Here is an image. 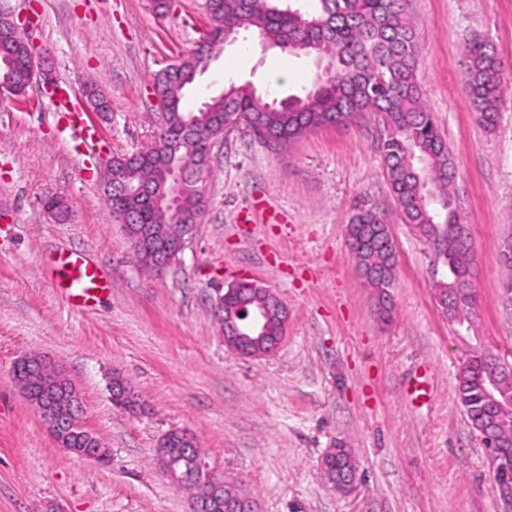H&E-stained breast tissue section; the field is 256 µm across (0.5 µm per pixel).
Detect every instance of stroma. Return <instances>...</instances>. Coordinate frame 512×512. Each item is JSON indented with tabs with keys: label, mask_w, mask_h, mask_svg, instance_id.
<instances>
[{
	"label": "stroma",
	"mask_w": 512,
	"mask_h": 512,
	"mask_svg": "<svg viewBox=\"0 0 512 512\" xmlns=\"http://www.w3.org/2000/svg\"><path fill=\"white\" fill-rule=\"evenodd\" d=\"M202 0L160 19L150 0H0L32 17L27 36L56 84H95L107 116L86 156L41 84L0 97V512H190L189 493L155 463L163 434H195L211 469L254 497L256 512H502L486 448L456 391L466 351L512 359L503 243L512 233V0H412L424 99L455 154L461 219L476 255L473 326L440 312L432 250L393 198L376 120L320 126L275 155L246 128L210 162L207 207L162 273L146 269L104 200L97 158L152 148L155 75L186 57L207 27ZM493 43L504 64L502 108L484 129L465 88L462 49ZM288 75L277 89L272 66ZM313 58L244 32L191 85L196 111L232 83L285 98L311 87ZM65 199L66 220L44 208ZM384 213L397 251L392 312L382 317L347 245L357 202ZM80 251L110 287L77 309L60 291L59 257ZM252 279L288 310L278 349L257 358L224 344L216 310L228 285ZM48 357L79 390L83 424L107 448L102 466L58 446L15 386L22 356ZM120 371L144 400L116 408ZM425 377L419 405L406 391ZM350 448L359 477L342 493L322 478L330 448Z\"/></svg>",
	"instance_id": "35a3bbf8"
}]
</instances>
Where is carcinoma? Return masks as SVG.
<instances>
[{"instance_id": "cac0c4a2", "label": "carcinoma", "mask_w": 512, "mask_h": 512, "mask_svg": "<svg viewBox=\"0 0 512 512\" xmlns=\"http://www.w3.org/2000/svg\"><path fill=\"white\" fill-rule=\"evenodd\" d=\"M313 9H296L274 0H204L208 19L207 46L162 71L154 83L163 90L168 128L159 137L171 143L161 157L152 149L133 153L126 161L125 181L137 187L146 180L160 183L169 164L195 173L197 158L207 151L211 135L240 125L264 130L263 143L283 152L288 143L325 125L360 123L375 115L383 125L381 142L391 193L406 223L427 240L434 255L435 293L448 297V321L458 327L472 323L476 304L473 277L475 251L467 225L460 220L453 151L428 109L417 81L419 47L410 0H315ZM8 16L0 14V59L13 64V79L27 77V50L7 38ZM251 31L278 48L329 60L332 71L311 89L283 99H264L247 83L232 84L224 94L203 103L197 112L184 111L182 101L198 70L217 55L227 31ZM468 95L481 126L494 129L500 118L502 61L484 40L464 48ZM110 209L123 211L137 224L165 226L179 235L197 222L194 198L182 201L176 213L156 208L134 193L117 195ZM348 234L369 236L356 255L357 264L375 273L368 285L375 291L392 287L396 247L384 214L358 208L348 221ZM506 380L502 397L512 400V364L489 349H471L457 375V395L479 435L489 432L512 442V406L495 410L485 400L493 377ZM167 453L177 473L191 471L204 459L194 435L173 431ZM357 466L350 449L331 448L322 460L323 477L342 492L340 474Z\"/></svg>"}]
</instances>
